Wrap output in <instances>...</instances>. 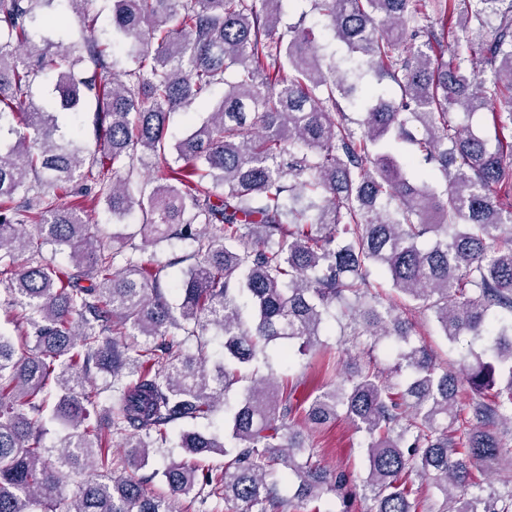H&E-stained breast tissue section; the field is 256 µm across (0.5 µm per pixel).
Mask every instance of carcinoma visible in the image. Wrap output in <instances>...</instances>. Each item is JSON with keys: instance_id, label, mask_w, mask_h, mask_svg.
<instances>
[{"instance_id": "carcinoma-1", "label": "carcinoma", "mask_w": 512, "mask_h": 512, "mask_svg": "<svg viewBox=\"0 0 512 512\" xmlns=\"http://www.w3.org/2000/svg\"><path fill=\"white\" fill-rule=\"evenodd\" d=\"M62 1L94 30L86 0H0V259L29 253L26 266L0 268L5 302L22 310L18 336L0 333V512H59L67 475L93 467L64 512H172L171 497L215 494L242 512H279L278 464L297 497L333 494L342 512L357 495L374 512H414L410 496L425 484L444 492L439 512H512V486L474 473L512 457V0H311L342 48L330 53L305 13L278 32L283 0H112L121 76L93 35L57 46L32 34L66 23L53 9ZM476 45L489 79L468 65ZM47 70L57 102L37 104L31 88ZM360 71L375 85L356 98ZM499 97L509 109L492 113L494 145L450 119ZM355 99L359 134L342 107ZM91 100L98 148L88 162L80 130L60 133L59 110ZM193 106L212 111L170 144L171 117ZM402 144L437 166L445 191ZM45 186L57 198L93 189L112 220L138 216L137 230L108 244ZM172 240L194 259L173 284L176 307L160 288L173 263L149 268L137 255ZM46 245L69 248L71 268L46 261ZM374 273L403 307L372 291ZM427 311L449 341L483 345L465 376L411 341V316ZM329 320L354 348L394 338L405 381L368 362L301 407L273 375L245 370L275 349L307 355ZM212 329L224 362L210 366ZM94 369L111 375L106 389L88 384ZM246 379L230 442L180 433V447L217 451L224 465L171 464L168 494L146 493L137 472L150 448ZM300 413L315 425L342 414L362 432L366 476L322 469L294 428ZM49 421L70 429L58 446L43 441ZM114 435L129 437L119 476L106 453Z\"/></svg>"}]
</instances>
